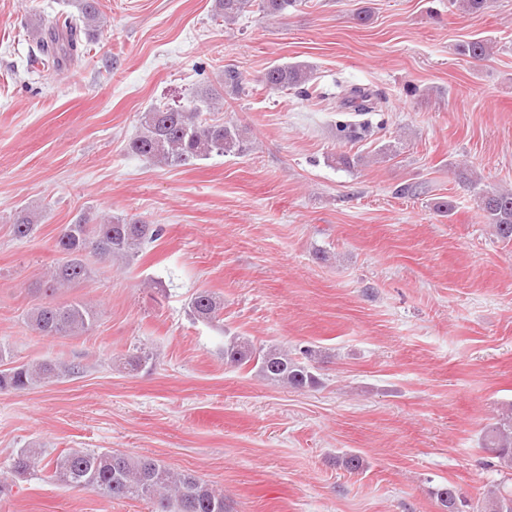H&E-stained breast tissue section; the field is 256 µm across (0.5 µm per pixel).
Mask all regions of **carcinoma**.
<instances>
[{"label":"carcinoma","instance_id":"cac0c4a2","mask_svg":"<svg viewBox=\"0 0 512 512\" xmlns=\"http://www.w3.org/2000/svg\"><path fill=\"white\" fill-rule=\"evenodd\" d=\"M215 15L232 22L252 7L253 0H213ZM297 0H260L258 8L268 16L283 15ZM76 13L64 17L34 14L30 26L38 36L45 61L59 69L79 60L97 34L102 18L97 0H73ZM461 56L480 60L492 50L487 39H472L456 47ZM312 80L311 67L293 63L272 66L262 82L277 89H296L309 95L306 85ZM344 100L356 104L358 112H374L381 94L364 88H351ZM130 153L166 166H184L204 160L213 154H239L245 151L242 130L232 124L209 123L196 108L156 107L140 115L138 130L128 144ZM477 208L484 223L490 225L502 240H512V192L480 190L476 193ZM37 218L30 212L18 215L12 224L18 239L30 236ZM160 225L141 219L104 218L91 224L80 218L66 225L56 239L57 251L64 255L50 271L44 294L49 300L36 305L27 314L28 326L43 337L78 336L91 329L95 310L77 299L62 300L60 296L88 277L84 261L87 254L116 259L128 265L143 253L146 246L163 235ZM194 319L211 323L220 319L224 302L208 290L197 291L188 303ZM317 351L306 348L294 357L276 346H258L244 336H233L224 342V362L236 367L253 366L265 380L294 389L313 387L319 383L310 362ZM6 353L0 350V393L21 392L41 381H52L75 373V367L52 361L23 363L1 368ZM154 353L137 347L125 355L123 368L131 373L154 366ZM485 448L497 459V467L512 470V403L498 415L484 434ZM39 451L25 448L11 463L14 475L27 473ZM49 478L66 487H93L113 500L140 499L152 503L154 512H226L224 494L191 474L171 471L162 461L130 456L119 452L69 450L50 459ZM435 495L448 512H512V489L492 485L473 506L459 496L456 487H439Z\"/></svg>","mask_w":512,"mask_h":512}]
</instances>
